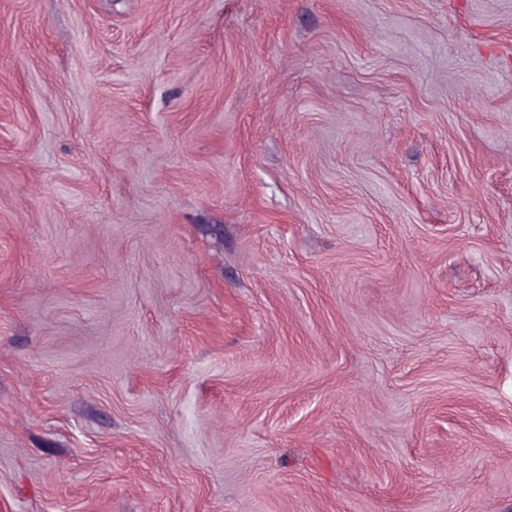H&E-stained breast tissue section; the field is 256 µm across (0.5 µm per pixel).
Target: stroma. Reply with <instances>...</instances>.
I'll return each instance as SVG.
<instances>
[{"label":"stroma","instance_id":"obj_1","mask_svg":"<svg viewBox=\"0 0 512 512\" xmlns=\"http://www.w3.org/2000/svg\"><path fill=\"white\" fill-rule=\"evenodd\" d=\"M0 512H512V0H0Z\"/></svg>","mask_w":512,"mask_h":512}]
</instances>
